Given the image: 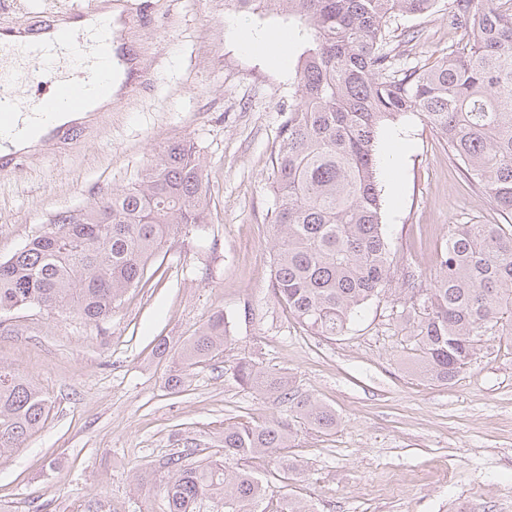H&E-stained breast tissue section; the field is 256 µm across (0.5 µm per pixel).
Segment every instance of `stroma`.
Masks as SVG:
<instances>
[{"label": "stroma", "instance_id": "1", "mask_svg": "<svg viewBox=\"0 0 512 512\" xmlns=\"http://www.w3.org/2000/svg\"><path fill=\"white\" fill-rule=\"evenodd\" d=\"M88 2L0 0V18L25 27ZM148 2L154 23L128 39L151 67V90L101 113L66 153L32 149L33 164L0 178V260L56 212L134 181L149 155L174 141H193L204 159L207 224L166 244L106 323L34 308L0 329V365L50 407L45 424L0 460V512H168L163 491L135 487L134 473L161 470L183 439L216 444L225 423L291 418L289 404L234 381L231 365L248 352L338 416L330 431L299 428L288 455L300 473L288 496L317 512H512V336L483 337L444 385L418 372L412 328L397 320L399 295L373 301L329 339L299 324L269 287L271 159L306 41L280 61L262 41L297 21L233 0ZM394 25L420 35L407 47L390 35L404 63L433 65L468 41L442 5ZM377 142L382 151L400 146L396 165L378 159L395 275L410 267L430 276L451 225L512 222L468 182L420 113L385 122ZM220 310L231 322L226 351L172 392L165 379L174 360Z\"/></svg>", "mask_w": 512, "mask_h": 512}]
</instances>
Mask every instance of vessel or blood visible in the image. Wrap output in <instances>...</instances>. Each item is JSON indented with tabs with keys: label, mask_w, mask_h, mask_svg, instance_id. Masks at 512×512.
Here are the masks:
<instances>
[{
	"label": "vessel or blood",
	"mask_w": 512,
	"mask_h": 512,
	"mask_svg": "<svg viewBox=\"0 0 512 512\" xmlns=\"http://www.w3.org/2000/svg\"><path fill=\"white\" fill-rule=\"evenodd\" d=\"M92 30L65 24L60 18L36 22L28 28L0 26V175L9 176L24 165L23 152L13 142L38 137L54 152L80 138L88 127L92 104L111 97L116 61L128 64L123 82L139 92L147 81L137 67L133 43L119 42L112 20V0H90L84 12ZM26 42L33 85L4 62L17 42Z\"/></svg>",
	"instance_id": "b4317fda"
}]
</instances>
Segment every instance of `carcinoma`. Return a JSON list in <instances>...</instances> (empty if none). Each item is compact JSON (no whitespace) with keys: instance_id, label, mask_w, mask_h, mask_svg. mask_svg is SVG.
<instances>
[{"instance_id":"obj_1","label":"carcinoma","mask_w":512,"mask_h":512,"mask_svg":"<svg viewBox=\"0 0 512 512\" xmlns=\"http://www.w3.org/2000/svg\"><path fill=\"white\" fill-rule=\"evenodd\" d=\"M438 0H275L307 32L294 103L282 122L271 163L275 228L270 287L313 334L343 335L370 301L411 294L409 270L391 288L394 258L381 224L375 137L378 127L419 112L496 207L512 215V0H450L448 25L468 43L436 64L399 69L385 50L399 16L430 12ZM204 165L192 141L151 155L137 178L92 203L60 211L47 230L0 261V327L20 310L72 314L88 323L112 318L138 286L149 260L168 241L206 223ZM408 316L427 379L448 383L474 355L480 337L512 335V224H454L436 268ZM406 316V317H408ZM400 316V321L406 320ZM228 319L214 312L191 337L166 379L176 392L192 368L224 353ZM234 380L291 404L293 419L224 423L217 449L194 438L169 455L159 478L168 512H196L203 499L224 512H313L278 496L271 482L240 462L265 455L287 480L297 464L282 449L299 425L336 427V410L290 387L288 376L251 356L237 359ZM46 398L0 365V458L45 423Z\"/></svg>"}]
</instances>
